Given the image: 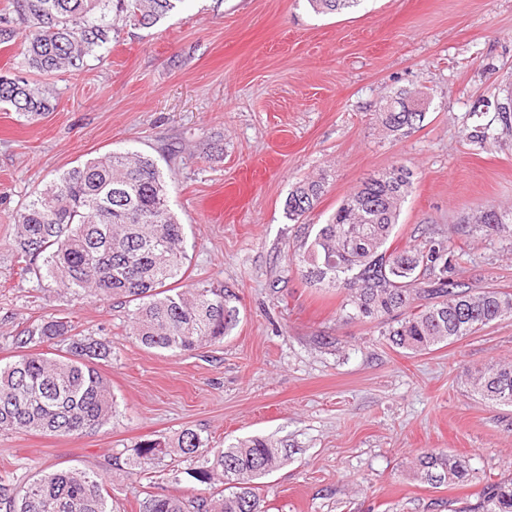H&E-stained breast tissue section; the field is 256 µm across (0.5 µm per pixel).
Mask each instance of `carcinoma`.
Masks as SVG:
<instances>
[{
    "mask_svg": "<svg viewBox=\"0 0 512 512\" xmlns=\"http://www.w3.org/2000/svg\"><path fill=\"white\" fill-rule=\"evenodd\" d=\"M184 0H6L0 12V46L23 41L26 66L41 74L78 72L110 49L115 21L152 27ZM361 0H308L317 13L356 7ZM45 86L0 76V103L33 120L54 109ZM423 103L397 92L380 106L381 125L395 136L411 133L424 120ZM497 126L477 124L476 143L512 136V106H502ZM171 177L152 157L114 150L61 173L26 203L20 215L21 271L46 278L85 297L119 295L133 304L131 333L144 347L189 353L230 336L239 322L235 292L214 286L178 288L187 272L185 227L172 212ZM412 172L404 165L374 174L350 192L324 224H305L325 192L323 179L295 183L285 202L298 224L301 252L295 258L311 286L335 288L351 320H378L397 348L418 353L470 336L512 316V293L480 280L453 277L456 258L444 242L422 247L392 246L401 205L410 193ZM473 228L512 236V207L486 209ZM24 350L0 364V432L80 435L103 425L116 400L99 365L112 360L102 340L74 333L51 319L13 338ZM51 342L60 354L49 358L34 348ZM471 391L495 404L512 406V361L467 374ZM203 441L192 429L172 447L144 440L125 465L136 471L171 451L202 455ZM213 460L186 474L210 485L223 477L229 492L220 497L185 498L149 493L138 512H262L256 480L283 465L285 455L265 438L212 448ZM414 472L434 488L462 483L469 475L464 457L426 451ZM5 512H112L106 478L79 469L38 473L22 489L0 479ZM461 512H512V477L487 484L478 501Z\"/></svg>",
    "mask_w": 512,
    "mask_h": 512,
    "instance_id": "carcinoma-1",
    "label": "carcinoma"
}]
</instances>
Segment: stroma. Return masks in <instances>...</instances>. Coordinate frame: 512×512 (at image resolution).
Here are the masks:
<instances>
[{
	"label": "stroma",
	"instance_id": "obj_1",
	"mask_svg": "<svg viewBox=\"0 0 512 512\" xmlns=\"http://www.w3.org/2000/svg\"><path fill=\"white\" fill-rule=\"evenodd\" d=\"M21 52L0 50V74L49 86L55 103L35 121L0 105V362L26 327L71 321L111 347L101 371L117 413L77 436L0 433L1 478L21 487L42 470L93 471L115 512H137L151 492L220 495V483L174 481L189 466L177 455L125 469L141 440L187 428L208 448L259 436L287 449L260 481L265 512H455L512 476V407L482 400L464 377L512 360V318L420 353L392 348L377 323L346 319L339 291L301 278L284 214L300 180L324 178L306 218L322 224L367 177L406 166L413 185L394 245L447 240L456 277L512 291V240L457 231L512 206V139L467 137L512 97V0H362L335 14L306 0H186L150 28L118 22L110 53L80 72L39 74ZM401 90L429 105L396 138L377 112ZM124 147L173 176L186 287L219 284L240 299L222 344L144 348L122 297L77 296L21 271L19 218L32 195ZM426 450L465 457L467 480L419 481L413 462Z\"/></svg>",
	"mask_w": 512,
	"mask_h": 512
}]
</instances>
